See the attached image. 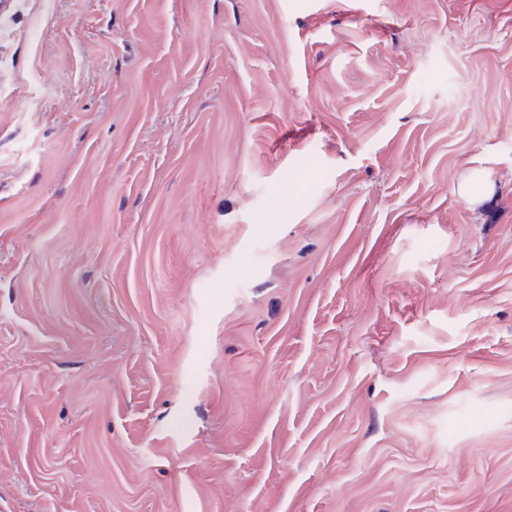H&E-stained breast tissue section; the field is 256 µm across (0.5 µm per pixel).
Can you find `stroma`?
I'll use <instances>...</instances> for the list:
<instances>
[{
	"mask_svg": "<svg viewBox=\"0 0 512 512\" xmlns=\"http://www.w3.org/2000/svg\"><path fill=\"white\" fill-rule=\"evenodd\" d=\"M0 512H512V0L0 10Z\"/></svg>",
	"mask_w": 512,
	"mask_h": 512,
	"instance_id": "obj_1",
	"label": "stroma"
}]
</instances>
